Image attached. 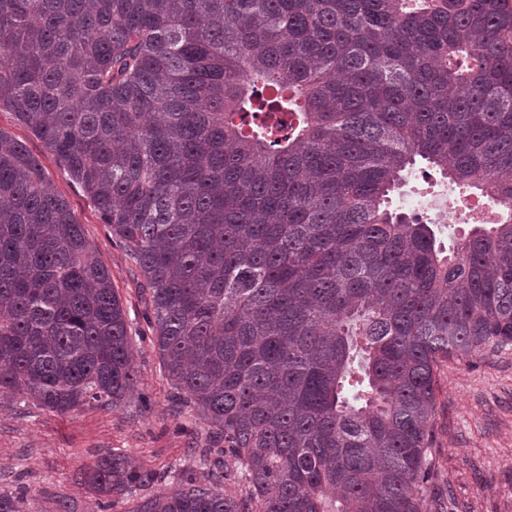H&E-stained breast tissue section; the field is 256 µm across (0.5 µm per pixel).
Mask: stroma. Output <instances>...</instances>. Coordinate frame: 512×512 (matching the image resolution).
Segmentation results:
<instances>
[{"label": "stroma", "instance_id": "stroma-1", "mask_svg": "<svg viewBox=\"0 0 512 512\" xmlns=\"http://www.w3.org/2000/svg\"><path fill=\"white\" fill-rule=\"evenodd\" d=\"M0 132L22 141L43 164L53 191L64 197L97 258L112 274L130 329L135 382L115 406L85 405L57 413L20 394L0 395V492L24 495L28 512H131L135 501L175 488L176 470L195 464L201 448H220L201 418L180 412L157 347L144 281L122 243L102 223L97 208L73 182L44 142L0 109ZM421 173L410 174L391 206L417 207L439 219L438 239L449 243L458 228L449 218L457 189L435 182L423 194ZM433 416L434 474L425 512H512V346L489 356L448 361L439 373ZM117 451L152 476L124 502L107 505L77 481L100 454Z\"/></svg>", "mask_w": 512, "mask_h": 512}]
</instances>
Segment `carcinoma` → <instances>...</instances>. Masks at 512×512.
<instances>
[{
    "instance_id": "cac0c4a2",
    "label": "carcinoma",
    "mask_w": 512,
    "mask_h": 512,
    "mask_svg": "<svg viewBox=\"0 0 512 512\" xmlns=\"http://www.w3.org/2000/svg\"><path fill=\"white\" fill-rule=\"evenodd\" d=\"M1 108L124 244L235 460L132 512H421L441 367L512 345V0H0ZM419 162L497 215L437 243L390 207ZM134 380L108 268L0 132V392L65 413Z\"/></svg>"
}]
</instances>
